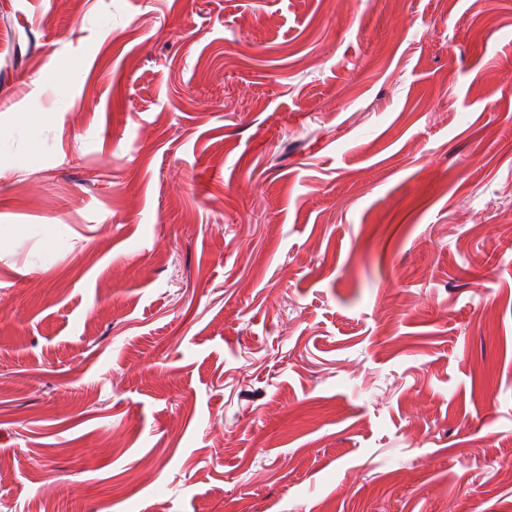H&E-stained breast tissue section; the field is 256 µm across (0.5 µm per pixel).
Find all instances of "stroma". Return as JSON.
<instances>
[{
    "mask_svg": "<svg viewBox=\"0 0 512 512\" xmlns=\"http://www.w3.org/2000/svg\"><path fill=\"white\" fill-rule=\"evenodd\" d=\"M0 227V512H512V0H0Z\"/></svg>",
    "mask_w": 512,
    "mask_h": 512,
    "instance_id": "1",
    "label": "stroma"
}]
</instances>
